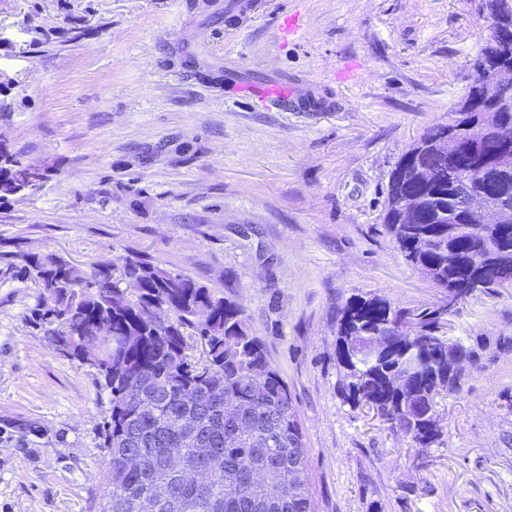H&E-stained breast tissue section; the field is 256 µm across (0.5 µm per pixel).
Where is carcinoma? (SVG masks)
<instances>
[{"label":"carcinoma","instance_id":"carcinoma-1","mask_svg":"<svg viewBox=\"0 0 512 512\" xmlns=\"http://www.w3.org/2000/svg\"><path fill=\"white\" fill-rule=\"evenodd\" d=\"M494 107L478 98L448 119L466 141ZM497 118L512 126V106L498 108ZM421 163L453 164L454 177L421 184L412 177ZM34 179L0 147L1 202L32 190ZM473 193L511 202L512 169H490L479 153L447 160L427 150L403 153L390 172L383 228L407 266L439 269L438 288L469 279L477 265L484 289L512 281V263L490 259L494 250H512V224L484 223L466 206ZM407 196L421 205L413 224L400 223V198ZM15 281L36 288L27 322L61 356L93 368L108 393L98 433L107 467L97 512H140L146 501L153 512H315L309 449L288 383L240 304L143 258L125 261L122 289L109 268H83L53 251H0V284ZM443 314L440 306L398 308L376 295L354 298L336 313V363L348 401L372 408L420 448L439 437L437 398L460 391L491 347L482 337L457 339L459 366L448 372ZM61 317L67 335L52 328ZM103 324L112 330L110 349L96 345ZM405 373L401 390L395 376ZM228 406L237 417L225 415ZM185 418L208 440L207 453L183 429ZM172 448L193 460V479L173 469Z\"/></svg>","mask_w":512,"mask_h":512}]
</instances>
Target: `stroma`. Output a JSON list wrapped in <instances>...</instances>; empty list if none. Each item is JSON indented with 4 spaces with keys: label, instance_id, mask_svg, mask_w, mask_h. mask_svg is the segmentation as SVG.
Segmentation results:
<instances>
[{
    "label": "stroma",
    "instance_id": "1",
    "mask_svg": "<svg viewBox=\"0 0 512 512\" xmlns=\"http://www.w3.org/2000/svg\"><path fill=\"white\" fill-rule=\"evenodd\" d=\"M236 2L0 0V144L47 174L0 204V242L137 254L239 302L291 391L316 512H512L511 348L439 398L425 450L351 410L336 369L351 298L446 299L382 213L393 164L471 80L479 0H255L232 29ZM269 82L287 102L241 90ZM34 302L0 285V512H95L103 403L27 324ZM453 333L512 336V288L473 292Z\"/></svg>",
    "mask_w": 512,
    "mask_h": 512
}]
</instances>
